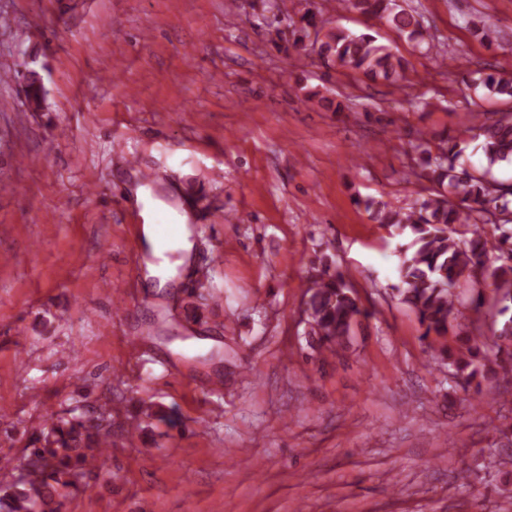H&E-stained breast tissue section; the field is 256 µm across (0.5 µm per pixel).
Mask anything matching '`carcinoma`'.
Segmentation results:
<instances>
[{
  "mask_svg": "<svg viewBox=\"0 0 512 512\" xmlns=\"http://www.w3.org/2000/svg\"><path fill=\"white\" fill-rule=\"evenodd\" d=\"M260 4L261 16L272 24L288 17L286 0H260ZM338 8L387 23L427 53L435 48L423 34L419 14L399 0H340ZM302 20L304 25L294 31L296 50L307 51L305 40L315 33L314 52L324 63L391 83L406 79L404 57L374 35L318 20L309 10ZM479 82L490 94L512 99L511 74L490 72ZM470 147L483 155L486 167L479 170L461 161ZM414 161L413 174L434 183L439 191L406 207L375 199L362 204L374 223L407 239L399 250L397 292L424 328L422 339L435 342L447 336L459 315L461 281L483 275L492 279L502 318L496 353L489 354L482 336L475 334L463 337V347L454 358L447 345L438 350L440 360L448 361L467 386L478 389L491 372L512 376V182L492 174L494 166L512 162V112L478 114L463 133L437 145L423 134ZM488 224L498 232L492 240L484 230ZM301 313L308 335L332 355L348 349L354 327L371 316L344 275L326 267L310 277ZM109 436L107 428L90 424L78 406L44 425L26 448L25 461L8 466L0 479V512H61L83 480L100 470L89 460L100 457Z\"/></svg>",
  "mask_w": 512,
  "mask_h": 512,
  "instance_id": "cac0c4a2",
  "label": "carcinoma"
}]
</instances>
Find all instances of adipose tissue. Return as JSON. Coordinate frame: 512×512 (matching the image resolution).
<instances>
[{"label":"adipose tissue","instance_id":"ef3b65f1","mask_svg":"<svg viewBox=\"0 0 512 512\" xmlns=\"http://www.w3.org/2000/svg\"><path fill=\"white\" fill-rule=\"evenodd\" d=\"M133 192L141 206L140 215L143 221L138 247L152 257L151 263L147 265L148 274L159 278L160 281H168L175 277L179 267L187 264L191 258L192 245L187 239V232L179 230L171 246L160 245L157 224L167 209L166 204L154 197L150 186L134 185Z\"/></svg>","mask_w":512,"mask_h":512}]
</instances>
